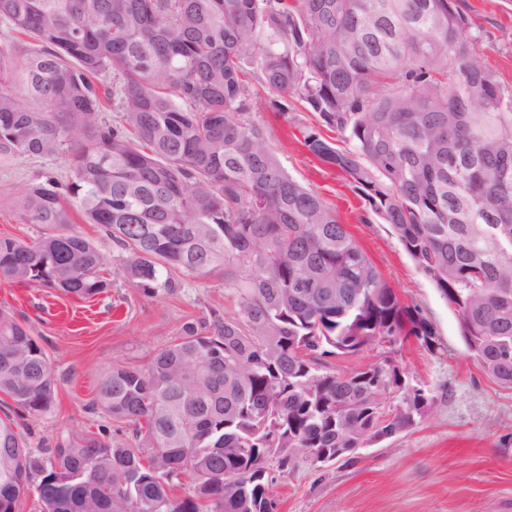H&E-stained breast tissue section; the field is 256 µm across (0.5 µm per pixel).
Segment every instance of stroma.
Instances as JSON below:
<instances>
[{
    "mask_svg": "<svg viewBox=\"0 0 512 512\" xmlns=\"http://www.w3.org/2000/svg\"><path fill=\"white\" fill-rule=\"evenodd\" d=\"M499 82L512 88V0H458ZM254 88L252 117L269 135L281 164L297 181L335 207L342 223L394 288L400 301L433 326L435 350L409 339L393 348L410 384L435 396L413 427L323 467L298 461L293 472L272 469L277 512H512V386L487 376L459 334L455 312L391 234L388 225L364 223L365 205L336 170L316 160L301 129L315 113L299 103L273 108ZM71 153L0 164V234L36 235L21 223L17 193L43 173L67 177ZM234 312L220 276L189 278L176 296L149 297L113 275L106 295L83 300L61 291L0 282V309L24 320L52 363L57 388L50 415L25 421L30 445L59 433L80 437L112 428L93 408L99 378L112 363L145 367L172 342L185 321L209 308Z\"/></svg>",
    "mask_w": 512,
    "mask_h": 512,
    "instance_id": "35a3bbf8",
    "label": "stroma"
}]
</instances>
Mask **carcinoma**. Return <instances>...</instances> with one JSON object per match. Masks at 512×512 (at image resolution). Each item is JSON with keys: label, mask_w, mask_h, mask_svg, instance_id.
<instances>
[{"label": "carcinoma", "mask_w": 512, "mask_h": 512, "mask_svg": "<svg viewBox=\"0 0 512 512\" xmlns=\"http://www.w3.org/2000/svg\"><path fill=\"white\" fill-rule=\"evenodd\" d=\"M0 24V162L74 154L67 179L21 189L19 218L45 232L0 235V280L107 293L109 257L71 227L76 209L143 294L219 273L237 307L183 323L144 369L112 364L96 403L115 432L37 448L15 417L49 414L57 378L1 310L0 512L31 492L40 512H275L270 462L290 471L304 448L321 467L427 415L434 395L389 357L322 369L411 337L431 349L434 330L281 165L254 81L346 136L302 130L512 385V89L457 0H0Z\"/></svg>", "instance_id": "carcinoma-1"}]
</instances>
